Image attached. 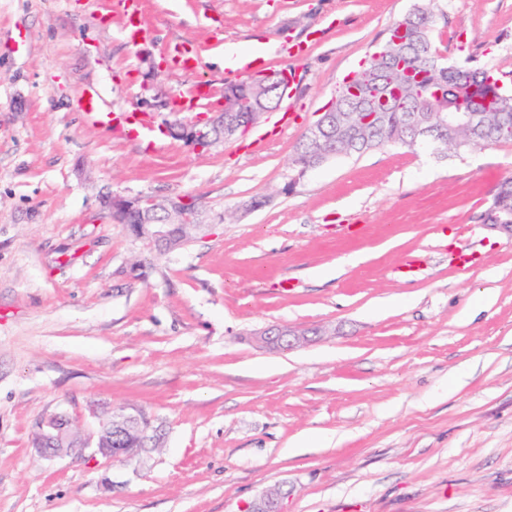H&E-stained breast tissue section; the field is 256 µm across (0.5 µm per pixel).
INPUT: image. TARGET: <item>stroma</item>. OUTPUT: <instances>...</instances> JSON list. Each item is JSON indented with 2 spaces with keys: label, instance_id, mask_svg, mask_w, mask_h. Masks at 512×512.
Wrapping results in <instances>:
<instances>
[{
  "label": "stroma",
  "instance_id": "35a3bbf8",
  "mask_svg": "<svg viewBox=\"0 0 512 512\" xmlns=\"http://www.w3.org/2000/svg\"><path fill=\"white\" fill-rule=\"evenodd\" d=\"M418 0H0V512H512V237L484 222L512 143L385 146L296 177L297 143ZM444 57L512 73V0H440ZM306 44L291 118L201 148L224 47ZM199 68L173 67L174 48ZM95 85L153 136L87 122ZM207 98L178 106L196 85ZM265 204L166 256L108 197ZM473 252L463 270L452 259ZM416 261L415 273H400ZM320 327L289 351L273 324ZM140 407L160 449L50 461L38 421ZM270 327L276 328L277 325H272ZM303 335L304 334L301 329L291 328L288 326L277 327V331L275 333L271 332L270 328H266L255 334V336H258V342L272 350L286 349L287 347H285L284 344H288V350L307 344V339Z\"/></svg>",
  "mask_w": 512,
  "mask_h": 512
}]
</instances>
